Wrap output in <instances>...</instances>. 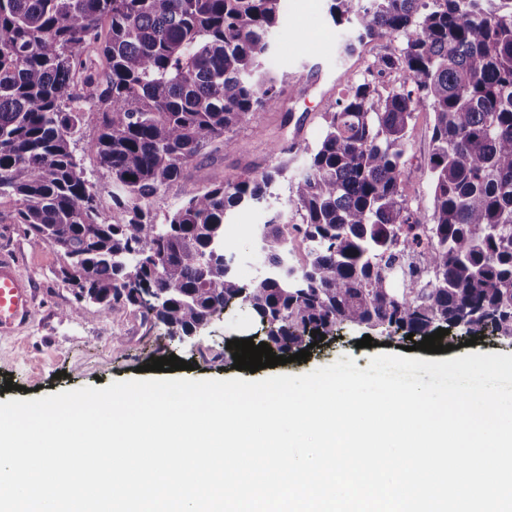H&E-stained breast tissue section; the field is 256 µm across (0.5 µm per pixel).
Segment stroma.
<instances>
[{
	"label": "stroma",
	"instance_id": "obj_1",
	"mask_svg": "<svg viewBox=\"0 0 512 512\" xmlns=\"http://www.w3.org/2000/svg\"><path fill=\"white\" fill-rule=\"evenodd\" d=\"M283 28L273 37L272 67L284 81L280 111L266 112L254 123L235 134L237 146L232 151L206 148L184 176L162 189L150 201L156 221L183 200L211 184L233 182L252 171L287 161L288 169L270 189L265 200L241 214H233L227 224L234 233L225 237L228 252L233 253L236 275L249 282L261 277L262 259L256 249V230L270 216L280 223L297 224L301 217L290 202V185L294 175L306 167L308 147L314 146L322 130L324 112L330 111L340 91L349 83L361 80L374 56L396 50V43L386 39H368L357 44L354 53L345 46L354 42L356 31L348 24H335L329 15L328 0H286ZM98 127L96 114H86L80 140L74 151L97 190L100 217L110 220L116 215L110 193L111 178L87 144ZM432 117L421 111L407 134L406 167L403 190L421 220L432 211V192L424 161L432 143ZM12 201L0 202V251L13 253L21 272L36 284L31 316L21 332L0 335V403L11 399H32L63 390L86 386H108L135 378L138 366L151 359L176 355L192 363L193 379H228L256 376L262 379L275 374L301 375L318 367L352 356L358 368H365L370 356L396 353L380 332L371 334L375 345L357 347L363 338L361 328L342 330L340 338L318 343L307 361L291 362L256 373L233 369L228 340L247 339L257 326L247 309L214 320L186 343L171 347L163 325L144 321L140 309L130 305L114 307L101 313L92 304L77 305L72 288L64 283L59 269L64 258L55 248L36 242L24 225L12 223ZM79 307L78 317L68 320L63 313ZM13 383L5 391V383Z\"/></svg>",
	"mask_w": 512,
	"mask_h": 512
}]
</instances>
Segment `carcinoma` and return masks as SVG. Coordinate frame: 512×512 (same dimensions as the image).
<instances>
[{
	"label": "carcinoma",
	"mask_w": 512,
	"mask_h": 512,
	"mask_svg": "<svg viewBox=\"0 0 512 512\" xmlns=\"http://www.w3.org/2000/svg\"><path fill=\"white\" fill-rule=\"evenodd\" d=\"M330 2L358 41L400 48L325 113L291 184L302 223L261 225L267 270L246 284L225 220L261 203L283 165L193 195L161 224L148 202L207 145L232 150V132L281 108L268 61L283 0H0V199L62 252L77 301L137 306L179 342L245 307L281 352L342 327L512 338V0ZM422 110L433 114L427 224L403 193ZM88 112L99 115L89 149L112 177L110 222L73 152ZM143 288L161 298L140 303Z\"/></svg>",
	"instance_id": "carcinoma-1"
}]
</instances>
